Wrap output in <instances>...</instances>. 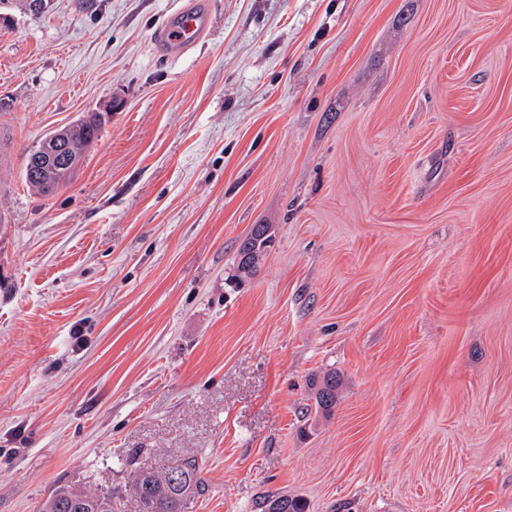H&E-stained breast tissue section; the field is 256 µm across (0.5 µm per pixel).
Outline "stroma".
<instances>
[{
	"mask_svg": "<svg viewBox=\"0 0 512 512\" xmlns=\"http://www.w3.org/2000/svg\"><path fill=\"white\" fill-rule=\"evenodd\" d=\"M178 2L0 0V512L189 458V512H512V0H208L167 58ZM186 3L175 9L156 32L157 42L173 56H180L204 40L211 26L207 9ZM102 113H93L90 116L79 119L75 125L71 127L72 143L78 153V163H75V156L72 149L70 132L61 130L55 132L40 148V152L36 155L31 170V176L46 185L50 181L53 171L69 168L58 173L55 181V187L52 191L47 192L44 185L32 181L28 174V162L31 156L39 150L40 143L27 156L24 173V180L27 185L35 188L43 195L56 191L70 175L79 167L83 154L90 144L99 138L101 130ZM58 187V188H57ZM336 375L326 374L319 384L313 383L314 387H318L315 392L316 405L323 414H330L336 405Z\"/></svg>",
	"mask_w": 512,
	"mask_h": 512,
	"instance_id": "1",
	"label": "stroma"
}]
</instances>
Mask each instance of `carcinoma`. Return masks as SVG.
I'll return each mask as SVG.
<instances>
[{
  "mask_svg": "<svg viewBox=\"0 0 512 512\" xmlns=\"http://www.w3.org/2000/svg\"><path fill=\"white\" fill-rule=\"evenodd\" d=\"M101 113L80 119L71 127L72 143L83 157L90 144L99 138ZM316 387V405L329 414L336 405V375L327 374ZM180 472L178 482L167 479L169 472ZM131 489L136 495L140 512H187L189 503L203 489L201 468L196 460L171 462L157 471H138L133 474ZM116 496L112 492H95L84 487H59L39 506L38 512H115ZM307 512V504L298 497L271 496L264 500L265 512Z\"/></svg>",
  "mask_w": 512,
  "mask_h": 512,
  "instance_id": "cac0c4a2",
  "label": "carcinoma"
}]
</instances>
